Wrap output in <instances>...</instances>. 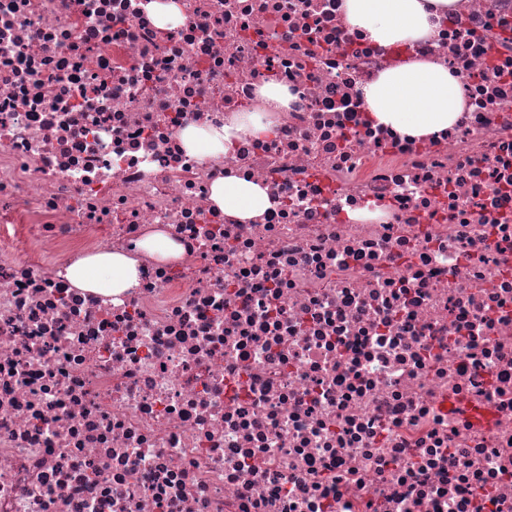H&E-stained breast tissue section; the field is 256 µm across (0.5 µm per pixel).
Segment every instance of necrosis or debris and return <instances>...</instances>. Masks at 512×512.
I'll use <instances>...</instances> for the list:
<instances>
[{"instance_id": "1", "label": "necrosis or debris", "mask_w": 512, "mask_h": 512, "mask_svg": "<svg viewBox=\"0 0 512 512\" xmlns=\"http://www.w3.org/2000/svg\"><path fill=\"white\" fill-rule=\"evenodd\" d=\"M152 2L0 0V512H512V0L401 47L340 0ZM413 61L466 102L427 139L360 98ZM158 232L138 287L65 277ZM270 132V124L265 121L263 112H246L231 124L211 127L208 130L189 125L181 132V141L189 153L211 157L227 152L241 136L259 140ZM211 200L224 214L241 222L252 221L270 206L267 194L260 185L236 177L214 182Z\"/></svg>"}]
</instances>
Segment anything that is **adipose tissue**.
Listing matches in <instances>:
<instances>
[{
	"mask_svg": "<svg viewBox=\"0 0 512 512\" xmlns=\"http://www.w3.org/2000/svg\"><path fill=\"white\" fill-rule=\"evenodd\" d=\"M456 0H342L348 22L382 45L405 44L432 36L452 13ZM371 122L429 137L450 127L465 107L458 80L433 62H412L385 70L362 88ZM271 131L263 113L247 112L231 124L206 130L187 126L181 133L184 148L202 157L227 152L235 140L262 139ZM215 206L239 221L249 222L269 206L258 184L235 177L213 183ZM76 287L116 294L137 286L135 260L121 253H103L79 260L66 270Z\"/></svg>",
	"mask_w": 512,
	"mask_h": 512,
	"instance_id": "ef3b65f1",
	"label": "adipose tissue"
}]
</instances>
